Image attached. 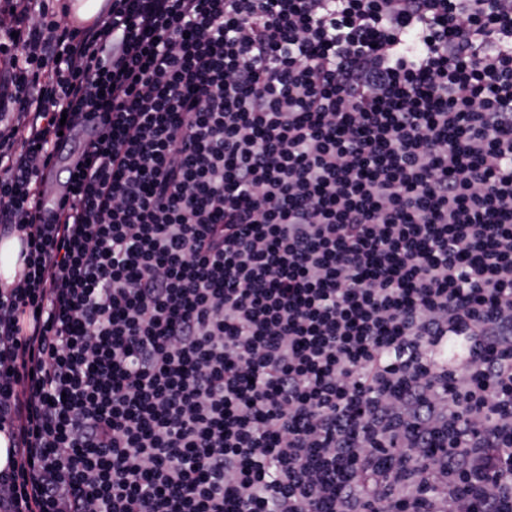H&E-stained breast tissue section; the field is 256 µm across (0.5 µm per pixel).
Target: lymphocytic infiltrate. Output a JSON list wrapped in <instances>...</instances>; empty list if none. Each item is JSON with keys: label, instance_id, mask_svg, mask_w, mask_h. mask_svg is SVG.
I'll list each match as a JSON object with an SVG mask.
<instances>
[{"label": "lymphocytic infiltrate", "instance_id": "1", "mask_svg": "<svg viewBox=\"0 0 512 512\" xmlns=\"http://www.w3.org/2000/svg\"><path fill=\"white\" fill-rule=\"evenodd\" d=\"M49 2L0 0V512H512V0ZM21 243L17 237L0 240V285H12L22 270Z\"/></svg>", "mask_w": 512, "mask_h": 512}]
</instances>
